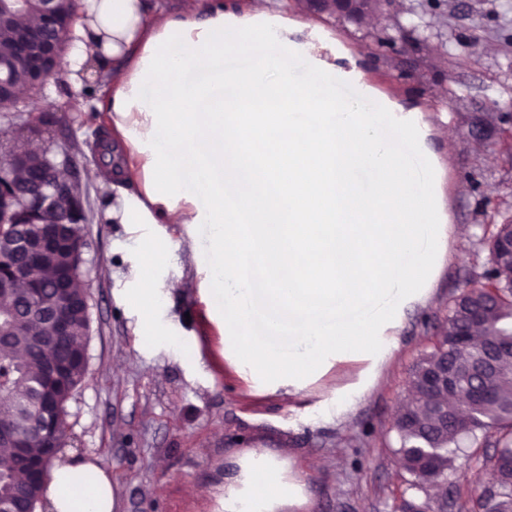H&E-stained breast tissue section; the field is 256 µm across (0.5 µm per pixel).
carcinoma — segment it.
I'll return each mask as SVG.
<instances>
[{"instance_id":"obj_1","label":"carcinoma","mask_w":512,"mask_h":512,"mask_svg":"<svg viewBox=\"0 0 512 512\" xmlns=\"http://www.w3.org/2000/svg\"><path fill=\"white\" fill-rule=\"evenodd\" d=\"M11 9L22 16L39 17L40 0H11ZM19 23L0 20V62H13L12 83L36 89L33 67L16 59ZM21 159L12 154L0 161V173L21 187L43 164L44 152L29 151ZM62 196L44 220L54 224L56 247L43 252L14 250L20 237L33 238L40 224L0 223V257L21 273L0 282V431L23 440L19 455L12 440L0 439V500L37 505L42 498V469L66 445L68 405L82 386L88 367L91 316L90 295L83 287L80 241L82 227L64 224ZM512 239V219L492 224L477 237L476 246L491 251ZM477 287L486 290L478 306L480 319L475 333L462 331L473 306L466 295L448 305L437 328L432 351L416 361L409 375L405 404L394 425L390 447L399 456L408 478L404 498L410 512H424L418 496L448 483V471L468 448H491L483 465L496 474V481L473 500L468 512H512V263L502 257L497 266L485 269ZM37 288L47 300L63 293L69 323L65 336L30 303V289ZM497 349V369L479 382L483 393L468 403L464 412L450 405L448 395L426 387L428 375L444 367L456 376L460 391L473 384L469 371L489 346ZM51 364L62 365L57 378L46 375Z\"/></svg>"}]
</instances>
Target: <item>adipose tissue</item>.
Returning a JSON list of instances; mask_svg holds the SVG:
<instances>
[{"mask_svg":"<svg viewBox=\"0 0 512 512\" xmlns=\"http://www.w3.org/2000/svg\"><path fill=\"white\" fill-rule=\"evenodd\" d=\"M272 0H204L172 13L145 0H82L67 77L100 75L91 110L123 149L106 220L208 224L223 265L202 289L224 337V363L291 396L332 366L373 359L404 306L425 296L447 227L406 166L378 142L371 115L338 108L321 67L296 83L268 53L288 47ZM248 54L224 67V47ZM201 170L203 192L180 170ZM164 243L142 244L130 298L135 332L157 339V311L177 284L156 278ZM223 303H212L213 295ZM263 319L266 335L253 331ZM88 459L58 455L47 512H119L123 488ZM222 512H281L307 502L289 460L267 448L224 459Z\"/></svg>","mask_w":512,"mask_h":512,"instance_id":"adipose-tissue-1","label":"adipose tissue"}]
</instances>
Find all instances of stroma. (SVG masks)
I'll use <instances>...</instances> for the list:
<instances>
[{
  "instance_id": "stroma-1",
  "label": "stroma",
  "mask_w": 512,
  "mask_h": 512,
  "mask_svg": "<svg viewBox=\"0 0 512 512\" xmlns=\"http://www.w3.org/2000/svg\"><path fill=\"white\" fill-rule=\"evenodd\" d=\"M290 33L303 39L319 25L336 27L323 46L339 74L361 73L389 110L406 114L432 159L431 199L454 226L431 295L407 306L384 344L392 357L374 385L347 409L310 389L285 397L259 392L224 366L218 327L198 292L210 266L206 224H112L105 191L92 193L84 254L91 298L88 372L69 404V454L92 458L120 480V512H214L208 492L228 451L260 445L306 468V512H391L405 474L388 441L408 389L412 364L429 351L433 325L449 302L470 289L488 264L474 242L482 226L500 222L512 204V0H394L380 26H337L334 17L288 7ZM397 39L387 55H356L379 29ZM441 47L440 65L431 51ZM83 87L51 78L26 94L31 118L53 115L43 145L78 141L91 151L101 124L82 109ZM498 119L479 129L484 113ZM456 140L447 151L444 134ZM165 241L157 273L182 281L163 309L171 344L136 336L127 297L137 241Z\"/></svg>"
}]
</instances>
